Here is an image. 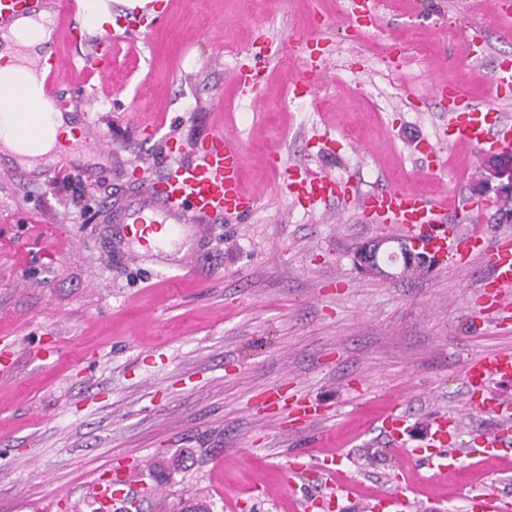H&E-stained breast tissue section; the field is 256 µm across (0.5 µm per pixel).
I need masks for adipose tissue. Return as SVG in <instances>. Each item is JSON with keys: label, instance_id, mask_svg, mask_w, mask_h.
<instances>
[{"label": "adipose tissue", "instance_id": "1", "mask_svg": "<svg viewBox=\"0 0 512 512\" xmlns=\"http://www.w3.org/2000/svg\"><path fill=\"white\" fill-rule=\"evenodd\" d=\"M51 32L29 17H21L0 28V82L9 81L18 72H25L22 92L38 113H49L45 128L46 138L40 150L48 155L57 137H71L74 127L49 102L42 100L34 66L49 47Z\"/></svg>", "mask_w": 512, "mask_h": 512}]
</instances>
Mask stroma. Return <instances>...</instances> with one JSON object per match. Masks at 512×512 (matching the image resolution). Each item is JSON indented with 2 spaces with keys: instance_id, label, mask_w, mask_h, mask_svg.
Wrapping results in <instances>:
<instances>
[{
  "instance_id": "1",
  "label": "stroma",
  "mask_w": 512,
  "mask_h": 512,
  "mask_svg": "<svg viewBox=\"0 0 512 512\" xmlns=\"http://www.w3.org/2000/svg\"><path fill=\"white\" fill-rule=\"evenodd\" d=\"M158 18L126 25L112 0V71L87 107L96 49L73 16L59 42L57 89L79 138L30 173L0 152V512H97L96 477L125 460L152 486V463L192 451L142 512L203 497L212 512H319L318 481L288 485V467L325 437L341 470L373 496L400 483L411 512H466L459 491L512 496V451L462 458L452 479L428 464L436 411L461 424L458 446L493 427L466 403L478 354L512 352V326L472 311L490 275L439 261L418 278L382 280L354 263L357 245L392 227L363 219L362 195L401 187L447 195L448 220L491 240L512 235L493 209L466 218L473 153L432 146L448 122L433 93L461 87L512 121L491 75L512 61V19L482 0H373L375 26L341 22L344 0H153ZM476 32L474 56L457 33ZM278 46L257 84L237 80ZM317 86L302 93L304 74ZM220 131L244 149L253 210L199 229L172 253L130 260L109 213L167 175L182 149ZM298 175H327V209L280 191L273 151ZM327 407L302 429L274 396ZM408 420L402 451L382 422L392 399ZM263 478L268 493L247 491Z\"/></svg>"
}]
</instances>
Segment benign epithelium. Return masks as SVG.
Returning <instances> with one entry per match:
<instances>
[{
	"mask_svg": "<svg viewBox=\"0 0 512 512\" xmlns=\"http://www.w3.org/2000/svg\"><path fill=\"white\" fill-rule=\"evenodd\" d=\"M471 195L477 202L495 204V220L499 224L512 223V149L492 152L483 158L479 176L471 186ZM420 258L430 266L435 263L433 254L409 247L402 240L376 236L362 242L354 253L360 273L372 277L399 278L404 265Z\"/></svg>",
	"mask_w": 512,
	"mask_h": 512,
	"instance_id": "1",
	"label": "benign epithelium"
}]
</instances>
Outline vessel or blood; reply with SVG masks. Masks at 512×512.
Returning <instances> with one entry per match:
<instances>
[{
	"label": "vessel or blood",
	"mask_w": 512,
	"mask_h": 512,
	"mask_svg": "<svg viewBox=\"0 0 512 512\" xmlns=\"http://www.w3.org/2000/svg\"><path fill=\"white\" fill-rule=\"evenodd\" d=\"M47 0H0V27L21 16H35L47 9ZM60 60L50 55L40 63L42 92L53 100L56 109H67L69 103L58 95L56 82ZM0 102L7 104L15 117L17 135L27 141H37L43 128L30 111V105L16 100L14 90H0ZM442 146L455 150H471L476 156L512 149V124L502 120L490 106L469 103L465 111L451 110L448 131ZM244 165L242 147L215 132L201 144L193 146L188 158L177 160L174 171L157 190L137 195L127 202L118 214L129 235L141 247L151 248V237L158 231L175 234L178 225L200 224L205 219L227 212L248 211L255 205L254 197L241 191V170ZM287 187L296 190L310 206H325L340 195L336 180L316 177L297 180L290 168H283ZM365 210L386 215L404 234L417 239L424 247L465 267L472 253L474 237L458 231L448 222V202L427 199L405 193L393 187L378 191L363 200ZM485 252L493 270L492 285L497 301L500 324L512 323V306L503 299L512 290V238L504 236L489 242ZM469 404L480 412L494 413L499 424L493 429L478 431L474 439L477 453L488 456L512 447V400L491 393L492 381L512 380V353L475 357L466 373ZM406 419L399 409H392L383 422L384 433L392 445H399L406 428ZM458 437L455 419L445 415L433 418L427 432L428 447L438 449L434 462L438 473L452 476L458 467L459 450L454 443ZM316 472L326 484L336 482V470L328 458H314L310 465H295L288 471L289 482L303 480ZM470 512H512V498L495 493L472 495L468 498ZM408 505L401 487H393L363 504V512H405Z\"/></svg>",
	"instance_id": "1"
}]
</instances>
